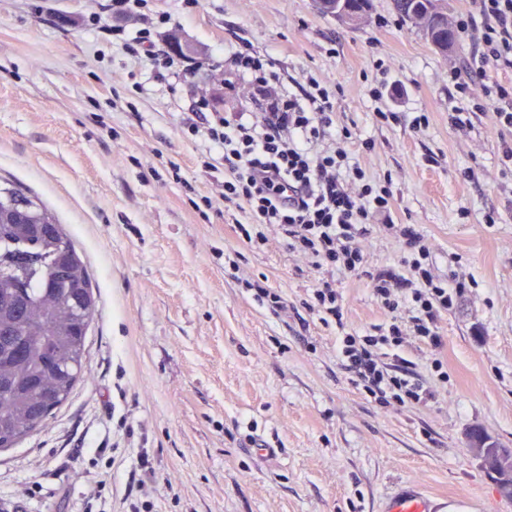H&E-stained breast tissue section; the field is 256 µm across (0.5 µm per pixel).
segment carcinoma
Masks as SVG:
<instances>
[{
  "instance_id": "carcinoma-1",
  "label": "carcinoma",
  "mask_w": 512,
  "mask_h": 512,
  "mask_svg": "<svg viewBox=\"0 0 512 512\" xmlns=\"http://www.w3.org/2000/svg\"><path fill=\"white\" fill-rule=\"evenodd\" d=\"M398 17L436 45L455 33L446 0H393ZM91 277L54 215L0 188V434L20 440L80 379L95 315Z\"/></svg>"
}]
</instances>
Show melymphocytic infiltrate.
<instances>
[{
    "mask_svg": "<svg viewBox=\"0 0 512 512\" xmlns=\"http://www.w3.org/2000/svg\"><path fill=\"white\" fill-rule=\"evenodd\" d=\"M468 2L455 30L460 39L476 41L480 52L469 61L467 76L455 70L448 74L461 102L452 121L463 127L469 111H490L501 129L512 131V82L501 79L512 72V0ZM224 67L249 82L251 111L209 115L201 99L184 124L224 153L223 198L240 211L236 233L257 247L266 241L263 226H277L289 250L313 259L316 267L367 275L388 312L410 302L408 326L393 322L364 336H343L339 353L351 384L376 401L404 406L427 402L431 391L407 370L389 373L381 352L399 350L409 332L441 348L438 318L452 307L462 282L433 274L427 263L429 246L408 227L400 230L407 250L405 274L365 273L361 241L379 216L390 214L393 193L344 149L327 142L326 131L336 117L328 88L316 80L302 86L273 58L246 47L225 53Z\"/></svg>",
    "mask_w": 512,
    "mask_h": 512,
    "instance_id": "f902f5d3",
    "label": "lymphocytic infiltrate"
}]
</instances>
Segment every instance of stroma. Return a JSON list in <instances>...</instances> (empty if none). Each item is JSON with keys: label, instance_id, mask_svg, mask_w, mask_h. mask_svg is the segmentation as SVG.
<instances>
[{"label": "stroma", "instance_id": "stroma-1", "mask_svg": "<svg viewBox=\"0 0 512 512\" xmlns=\"http://www.w3.org/2000/svg\"><path fill=\"white\" fill-rule=\"evenodd\" d=\"M148 17L167 21L156 45L178 35L202 63L178 92L124 47ZM241 46L326 81L352 132L341 147L390 180L393 223L364 240L367 273L401 271L411 224L436 274L464 282L438 319L441 351L406 338L428 402L383 405L349 381L337 336L391 316L367 273L315 267L271 225L257 248L232 231L220 153L183 118L202 97L250 110L247 83L224 84V52ZM475 50L440 53L392 0L357 27L316 0H147L121 20L112 0H0V186L63 224L97 298L80 382L0 450V512H379L405 482L460 512H512L466 439L477 426L512 448V168L493 114L454 126L448 94ZM325 281L342 325L307 307Z\"/></svg>", "mask_w": 512, "mask_h": 512}]
</instances>
